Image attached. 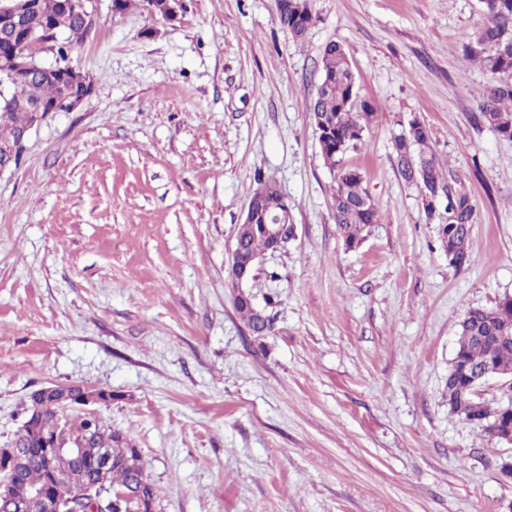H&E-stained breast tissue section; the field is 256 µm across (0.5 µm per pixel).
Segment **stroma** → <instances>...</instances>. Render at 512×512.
<instances>
[{"instance_id":"stroma-1","label":"stroma","mask_w":512,"mask_h":512,"mask_svg":"<svg viewBox=\"0 0 512 512\" xmlns=\"http://www.w3.org/2000/svg\"><path fill=\"white\" fill-rule=\"evenodd\" d=\"M277 0H182L176 20L91 0L69 52L92 82L0 173V447L36 389L116 398L95 416L139 448L154 512H512V444L448 410L459 322L512 296V140L477 121L493 75L463 56L480 0H310L303 42ZM374 116L343 165L381 220L346 249L306 99L328 43ZM430 131L476 201L448 261L393 142ZM295 232L245 286L234 233L259 180Z\"/></svg>"}]
</instances>
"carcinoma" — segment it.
I'll return each instance as SVG.
<instances>
[{
    "label": "carcinoma",
    "mask_w": 512,
    "mask_h": 512,
    "mask_svg": "<svg viewBox=\"0 0 512 512\" xmlns=\"http://www.w3.org/2000/svg\"><path fill=\"white\" fill-rule=\"evenodd\" d=\"M305 0H277V19L280 27L292 40H303L316 22V17L302 6ZM485 21L465 37L463 50L468 60L477 62L494 76L503 79L489 85L479 103L483 123L498 135L512 139V0H481ZM62 35L55 44V63L61 68L70 65L69 45L81 41L88 33L83 17L74 11H55L41 17L31 16L27 26L17 32L14 40L0 38V54L13 45L34 40L46 29ZM9 91V102L0 103V147L18 145V131L29 125L31 115L26 105L39 98L49 105L64 107L67 93L54 80L11 78L0 73ZM312 112L322 155L331 165L341 161L349 147L364 143V131L373 115V107L359 99L356 80L343 48L329 43L322 57V79L316 94L305 101ZM429 131L419 120L409 121L405 130L395 137L394 148L401 175L437 194V202L445 203L448 224L440 229V237L448 240V259L458 268L470 261V235L464 225L475 222L476 205L471 192L461 182L451 183L441 177L439 162L429 145ZM282 194L278 187L260 183L254 193L255 223L242 236L244 254L261 255L270 250V241L263 225L273 222L279 213ZM334 218L344 238L346 248L353 249L361 241L360 234L370 224L378 222L377 209L363 187L361 173L351 168L338 170L334 192ZM237 310L248 320L252 331L261 336L267 329L266 320L253 308L248 299L237 302ZM512 315V297L500 302L492 310L473 309L460 322L456 340L455 358L473 367L493 365L502 374H512V341L499 342L493 331ZM461 376L448 370V408L459 417L467 409L454 402ZM82 387L61 386L38 397L30 396L25 408V432L17 433L21 443L16 467V492L0 496V512H16L17 497L25 494L23 512H53L51 502L44 497L28 495L51 478V471L65 475L79 486H90L100 480L97 457L106 453L110 466L108 485L114 491H125L127 496L117 502L110 512H146L155 503V489L149 482L138 448L121 431L105 425L97 417L82 415L76 424H69L65 413L77 407ZM473 410L491 415L490 423L512 424V410L491 409L476 401ZM68 444L76 452H62L48 467L43 448L47 445Z\"/></svg>",
    "instance_id": "cac0c4a2"
}]
</instances>
